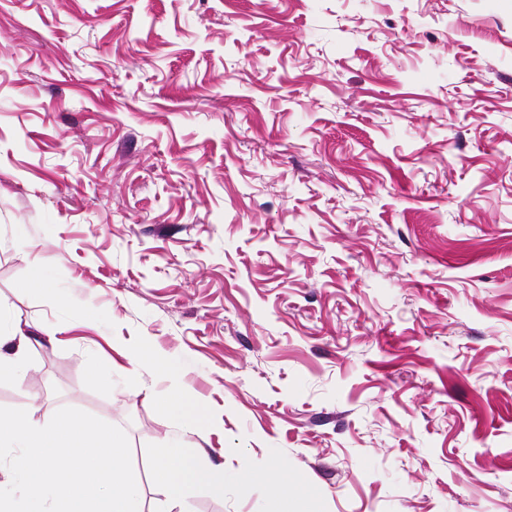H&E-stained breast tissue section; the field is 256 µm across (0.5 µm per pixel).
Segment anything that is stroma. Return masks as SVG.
Returning a JSON list of instances; mask_svg holds the SVG:
<instances>
[{
    "mask_svg": "<svg viewBox=\"0 0 512 512\" xmlns=\"http://www.w3.org/2000/svg\"><path fill=\"white\" fill-rule=\"evenodd\" d=\"M15 327L0 406L122 428L143 512H512V0H0ZM29 336L22 332H0V383L18 384L24 368V353ZM131 362L138 367H149L168 380V394L158 401L157 406L165 416L180 420L193 432H198L203 427L206 416L202 410L191 404L182 392L179 373L169 367L147 342L142 340L132 355ZM165 448L156 465V474L171 499H178L191 485L205 482L216 492L224 490V465L212 464L201 470L195 463L191 448Z\"/></svg>",
    "mask_w": 512,
    "mask_h": 512,
    "instance_id": "1",
    "label": "stroma"
}]
</instances>
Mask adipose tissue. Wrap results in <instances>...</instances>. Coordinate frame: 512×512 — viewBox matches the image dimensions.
<instances>
[{
	"label": "adipose tissue",
	"mask_w": 512,
	"mask_h": 512,
	"mask_svg": "<svg viewBox=\"0 0 512 512\" xmlns=\"http://www.w3.org/2000/svg\"><path fill=\"white\" fill-rule=\"evenodd\" d=\"M28 343L29 338L23 333H0L1 384L18 383L24 368V353ZM131 361L136 366L151 368L168 380L169 391L158 402V408L165 416L180 420L187 429L194 432L203 427L206 416L182 392L178 372L169 367L148 343H140ZM156 474L168 496L173 499L181 497L189 486L199 482L210 485L218 492L224 489L223 464L217 463L208 469H200L191 449L183 446L164 450L156 465Z\"/></svg>",
	"instance_id": "1"
}]
</instances>
